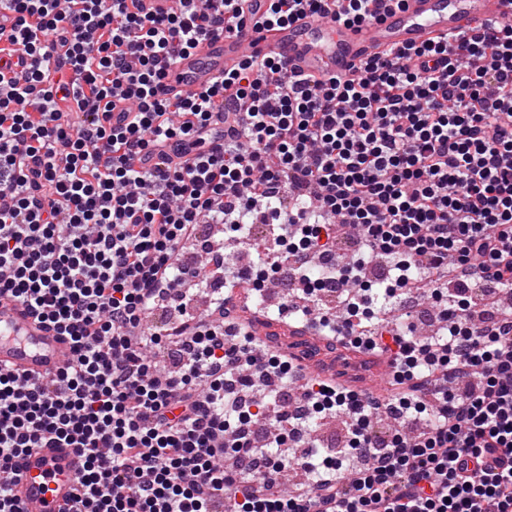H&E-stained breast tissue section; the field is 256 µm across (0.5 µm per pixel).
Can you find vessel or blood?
I'll return each instance as SVG.
<instances>
[{"label": "vessel or blood", "mask_w": 512, "mask_h": 512, "mask_svg": "<svg viewBox=\"0 0 512 512\" xmlns=\"http://www.w3.org/2000/svg\"><path fill=\"white\" fill-rule=\"evenodd\" d=\"M270 0H248L251 22L244 35H224L203 43L169 71L168 96L210 86L236 68L247 50L287 59L291 74L306 79L357 77L362 63L389 50L421 45L449 35L465 36L485 26L512 20V0H401L360 26H346L301 13L287 25L265 30ZM69 343L27 306L0 301V368L31 378L56 372L67 359ZM82 458L72 448H36L16 461L13 486L22 512H66L74 493L73 475Z\"/></svg>", "instance_id": "b4317fda"}]
</instances>
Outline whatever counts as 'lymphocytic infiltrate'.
Masks as SVG:
<instances>
[{
    "instance_id": "obj_1",
    "label": "lymphocytic infiltrate",
    "mask_w": 512,
    "mask_h": 512,
    "mask_svg": "<svg viewBox=\"0 0 512 512\" xmlns=\"http://www.w3.org/2000/svg\"><path fill=\"white\" fill-rule=\"evenodd\" d=\"M177 2L0 0V299L71 342L41 379L0 370V512H21L9 477L35 448L83 457L71 512H512V312L479 292L512 294V23L386 52L354 79L301 82L264 56L166 98L182 56L245 25L246 0ZM390 2L271 0L264 23L306 9L358 26ZM256 218L272 245L224 278L289 266L282 316L371 353L391 341L405 393L303 378L242 325L227 339L221 296L215 317L167 328L182 364L162 368L145 325L211 279L181 263L198 225L241 244ZM349 229L363 250L311 278L306 257ZM340 415L336 453L247 433L268 418L280 445Z\"/></svg>"
}]
</instances>
